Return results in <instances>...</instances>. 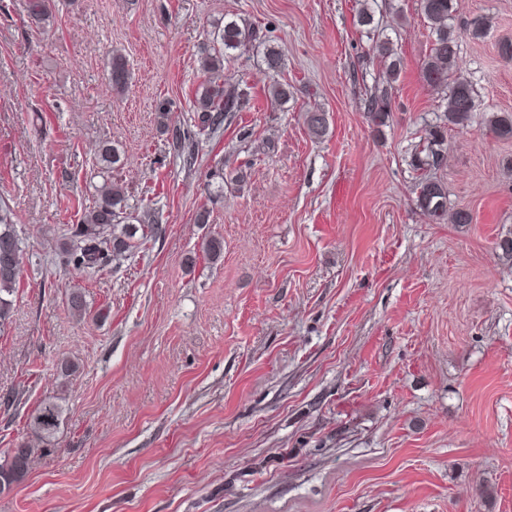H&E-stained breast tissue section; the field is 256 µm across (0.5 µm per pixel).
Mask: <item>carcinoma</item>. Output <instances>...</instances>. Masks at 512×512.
<instances>
[{
  "mask_svg": "<svg viewBox=\"0 0 512 512\" xmlns=\"http://www.w3.org/2000/svg\"><path fill=\"white\" fill-rule=\"evenodd\" d=\"M419 4L433 36L428 61L422 68V78L427 85L444 87L448 93L443 99L445 123L428 129L427 146L423 153L413 156L412 165L420 170L438 169L447 152V127L469 126L477 112V102L473 84L458 74L457 38L448 26L452 0H419ZM255 39L256 31L250 24L232 19L224 22V27L200 49L199 70L203 82L194 102L198 131L195 135L189 132L176 134V146L180 152L192 153L196 147V135L213 131L228 114L241 111L247 92L224 87V57ZM110 75L113 87L122 89L126 86L129 70L125 56L119 52L112 54ZM389 104L388 87L375 85L366 99L367 117L377 125L384 123L389 115ZM306 121L312 134L320 137L326 133L325 113L318 110L309 112ZM486 123L498 138L512 139V114H494L487 118ZM98 159L108 169L121 161L118 149L107 142L99 145ZM416 207L429 220L438 223L449 220L453 224H469L472 220L464 208L448 211L447 187L437 179L425 177L417 184ZM127 208L123 187L109 177L104 179L96 189L92 205L83 209L79 224L71 227L70 235L57 245L66 265L78 272H98L114 263H121L139 248L140 243L133 241L135 233L122 226ZM6 247L10 248L12 269L8 273L0 269V332L11 322L12 296L22 259L21 241L13 223L12 210L0 197V252ZM68 302L74 316L83 318L87 315L88 304L82 289H70ZM62 414V406L56 398H47L31 412L28 426L42 443L48 444L58 432ZM34 453L35 449L30 446L14 453L7 452L0 459V475L21 483L28 474Z\"/></svg>",
  "mask_w": 512,
  "mask_h": 512,
  "instance_id": "obj_1",
  "label": "carcinoma"
}]
</instances>
